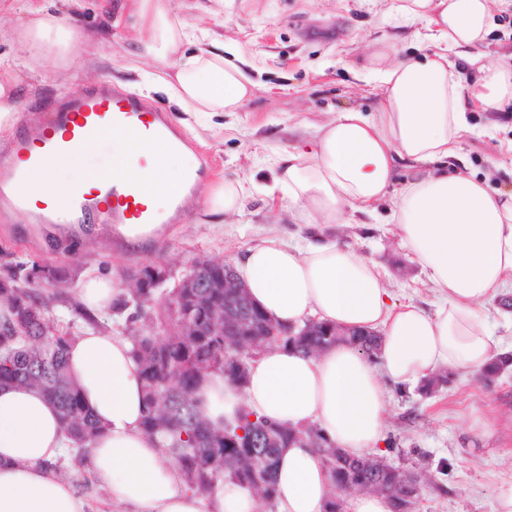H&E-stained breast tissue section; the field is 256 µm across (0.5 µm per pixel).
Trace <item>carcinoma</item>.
<instances>
[{
  "mask_svg": "<svg viewBox=\"0 0 512 512\" xmlns=\"http://www.w3.org/2000/svg\"><path fill=\"white\" fill-rule=\"evenodd\" d=\"M9 287L0 288V386L28 385L39 389L62 415L65 434L73 446H90L99 431L98 421L85 404L78 387L67 373V347L73 335L55 329L47 318L45 303L38 290L57 282V271L38 261L26 273L8 274ZM180 297L179 306L173 298ZM224 306L222 288H135L118 311L127 313V330L133 342V357L140 366L146 415L142 426L150 436L162 435L163 447L181 471L189 490L208 494L218 483L229 479L260 495L272 510L276 504L274 467L278 456L264 464L250 455L249 449L224 443V430L212 427L201 415L196 391L205 376L224 375L227 380L244 384L247 372L235 375L224 371L226 356H242L251 362L270 344L293 346L304 353H316L336 343V328L303 334L293 329L280 339L270 336L224 337L221 327L208 328L212 307ZM237 428L244 431L241 440L250 439L262 428L278 429L285 442L298 431L256 419L244 413ZM328 461L327 449L333 443L315 427L303 431ZM328 466L334 487L357 485L371 489L373 473L350 463ZM415 472L390 466L383 471L380 491L395 496Z\"/></svg>",
  "mask_w": 512,
  "mask_h": 512,
  "instance_id": "obj_1",
  "label": "carcinoma"
}]
</instances>
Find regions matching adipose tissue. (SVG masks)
Returning <instances> with one entry per match:
<instances>
[{
  "instance_id": "1",
  "label": "adipose tissue",
  "mask_w": 512,
  "mask_h": 512,
  "mask_svg": "<svg viewBox=\"0 0 512 512\" xmlns=\"http://www.w3.org/2000/svg\"><path fill=\"white\" fill-rule=\"evenodd\" d=\"M499 0H392L387 17L431 44L422 54H401L396 43L374 44L364 71L382 86L372 112L333 113L305 143L281 149L266 195H280L289 222L305 229L300 241L265 232L232 264L252 301L284 327L315 320L344 330L379 333L377 358L341 341L305 354L274 344L251 361L244 386L209 375L199 397L215 426L236 424L240 411L297 429L275 469L276 512H326L334 485L316 448L301 431L320 427L342 452L363 457L385 444L390 378L415 385L439 369L480 374L502 355L486 305L512 284V188L477 175L462 155L473 113L512 104V65L489 63L478 49ZM172 0H128L131 54L165 68L171 99L201 123L241 111L253 83L224 49L194 41ZM16 51L36 61L60 58L86 69L87 34L55 9L52 0H29ZM192 54L171 55L182 45ZM143 146L134 130L107 129L85 145L81 175L57 161L32 177L36 199L64 206L77 181L135 180L151 187L166 211L186 170L187 151L139 165ZM413 171L397 178L399 165ZM257 184L253 177L215 179L202 205L205 223L239 215ZM385 203L388 234L420 267L433 293L430 306L401 301L387 273L336 239L353 214ZM120 290L110 273L88 271L79 288L92 312L109 311ZM68 372L101 425L85 450L84 466L128 512H258L252 492L225 480L210 495L187 488L159 438L146 435L140 368L123 336L87 327L67 349ZM57 410L25 386L0 388V512H92L74 477L47 470L67 455Z\"/></svg>"
}]
</instances>
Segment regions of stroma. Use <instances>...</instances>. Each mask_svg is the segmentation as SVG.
I'll list each match as a JSON object with an SVG mask.
<instances>
[{
	"instance_id": "stroma-1",
	"label": "stroma",
	"mask_w": 512,
	"mask_h": 512,
	"mask_svg": "<svg viewBox=\"0 0 512 512\" xmlns=\"http://www.w3.org/2000/svg\"><path fill=\"white\" fill-rule=\"evenodd\" d=\"M102 0H81L75 24L86 31V55L96 60L115 57L102 73H78L62 78L54 60L26 63L15 51L12 35L26 19L27 0H7L0 17V60L20 75L19 118L38 116L48 121V104L102 82L127 89L140 88L151 62L127 55L109 28L124 0H112L111 12ZM179 15L197 26L209 40L224 43L226 59L239 65L255 83L252 99L241 112L225 117L224 130L212 134L198 124L184 128L188 147L198 158L203 182L216 177L232 180L245 172L264 182L270 174L273 150L311 138L314 124L346 108L373 111L380 84L362 74V53L374 42L402 38L414 46L411 33L383 22L387 0H174ZM494 63L512 60V7L497 13L480 46ZM504 132L468 134L462 152L479 173L491 174L512 186V153ZM280 202L257 194L242 215L214 228L183 214L179 223L162 227L153 243L133 247L105 235L89 237L79 247L52 244L29 233L14 214L0 212V275L33 260L55 267V288L41 290L48 317L77 299L86 271L111 272L122 296H129L134 277L150 262L165 265L167 287L188 274L200 261L227 262L241 254L273 223ZM339 241L353 245L388 271L401 300L427 304L431 299L423 276L399 241L385 234L374 218L360 216L358 226L343 229ZM384 385L390 401L385 436L397 445L387 453L390 464L416 467L422 475L414 512H495L500 487L512 483V432L476 425L491 413L512 410V373L484 385L474 375L454 372L448 385L425 395L418 388Z\"/></svg>"
}]
</instances>
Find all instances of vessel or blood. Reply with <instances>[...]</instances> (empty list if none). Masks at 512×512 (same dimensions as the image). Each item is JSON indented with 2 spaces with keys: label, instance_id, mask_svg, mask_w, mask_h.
Masks as SVG:
<instances>
[{
  "label": "vessel or blood",
  "instance_id": "b4317fda",
  "mask_svg": "<svg viewBox=\"0 0 512 512\" xmlns=\"http://www.w3.org/2000/svg\"><path fill=\"white\" fill-rule=\"evenodd\" d=\"M107 125L135 129L146 150L157 154L184 142L167 113L136 93L103 82L63 96L55 102L49 124L25 128L10 153L0 157V210L39 226L106 224L114 230L126 224L139 232L141 242L157 240L160 225L180 220L181 207L175 204L169 214L157 213L148 191L136 181L104 183L96 197L73 188L62 210L42 206L29 194L35 171L48 160L71 157ZM34 142L40 143V152H31Z\"/></svg>",
  "mask_w": 512,
  "mask_h": 512
}]
</instances>
